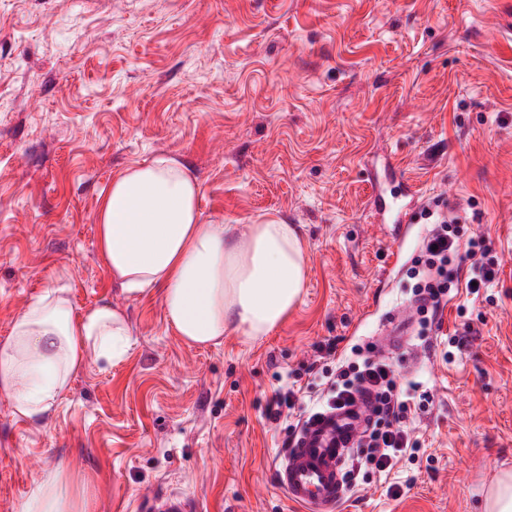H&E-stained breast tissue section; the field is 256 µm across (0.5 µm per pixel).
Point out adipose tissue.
<instances>
[{
    "instance_id": "obj_1",
    "label": "adipose tissue",
    "mask_w": 512,
    "mask_h": 512,
    "mask_svg": "<svg viewBox=\"0 0 512 512\" xmlns=\"http://www.w3.org/2000/svg\"><path fill=\"white\" fill-rule=\"evenodd\" d=\"M200 185L180 160L159 156L113 178L98 213V246L129 294L157 288L164 318L191 345L229 330L267 335L301 298L308 266L295 225L275 218L238 240L229 224L202 221ZM132 342L126 313L111 305L74 311L56 290L36 296L0 342V394L15 414L43 422L88 356L121 360ZM15 512H88L64 466L45 470Z\"/></svg>"
}]
</instances>
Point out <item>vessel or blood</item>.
<instances>
[{
    "label": "vessel or blood",
    "mask_w": 512,
    "mask_h": 512,
    "mask_svg": "<svg viewBox=\"0 0 512 512\" xmlns=\"http://www.w3.org/2000/svg\"><path fill=\"white\" fill-rule=\"evenodd\" d=\"M371 398L356 394L342 408L312 417L284 448L277 470L280 486L291 502L306 512H338L348 491L345 472L349 452L355 448L371 416ZM152 512H192L191 500L171 494L154 500Z\"/></svg>",
    "instance_id": "1"
}]
</instances>
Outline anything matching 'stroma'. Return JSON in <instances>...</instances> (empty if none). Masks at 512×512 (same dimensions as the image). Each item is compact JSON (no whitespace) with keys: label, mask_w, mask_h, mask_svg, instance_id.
Wrapping results in <instances>:
<instances>
[{"label":"stroma","mask_w":512,"mask_h":512,"mask_svg":"<svg viewBox=\"0 0 512 512\" xmlns=\"http://www.w3.org/2000/svg\"><path fill=\"white\" fill-rule=\"evenodd\" d=\"M159 155L196 175L203 220L299 230L307 283L269 335L190 346L159 291L113 284L101 198ZM376 193L414 223L397 232ZM442 221L483 235L500 271L452 293L429 336H390ZM49 288L124 310L132 346L89 357L48 422L0 395V512L60 462L92 512L173 492L196 512H295L275 471L290 430L263 412L320 394L330 342L417 384V456L340 512H485L512 472V0H0V342ZM296 400L294 391L276 392L265 406V418L271 422H278L284 416L287 417L295 409Z\"/></svg>","instance_id":"obj_1"}]
</instances>
